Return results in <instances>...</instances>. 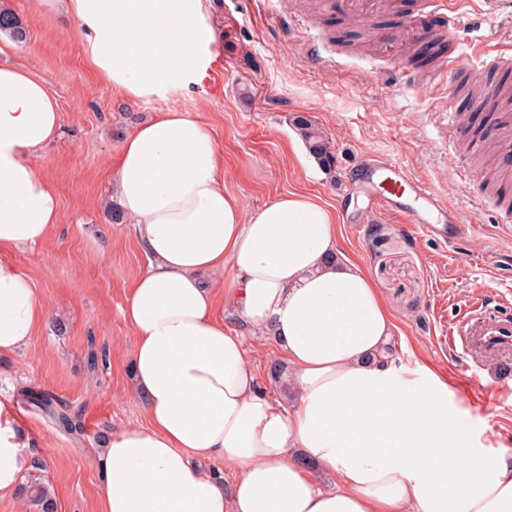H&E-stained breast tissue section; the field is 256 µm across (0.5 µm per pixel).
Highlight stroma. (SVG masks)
<instances>
[{"label":"stroma","mask_w":512,"mask_h":512,"mask_svg":"<svg viewBox=\"0 0 512 512\" xmlns=\"http://www.w3.org/2000/svg\"><path fill=\"white\" fill-rule=\"evenodd\" d=\"M27 37L1 34L0 64L45 82L62 114L57 139L37 158L56 184L58 222L39 245L1 250L0 263L27 276L50 315L30 342L0 367V396L12 398L18 424L41 460L57 512H99L101 473L94 450L112 432L145 422L132 387L134 333L122 315L148 258L131 220L116 224L113 175L126 135L158 113L178 111L206 123L224 155V186L247 209L286 192L308 195L337 217L339 244L372 275L395 310L392 364L399 372L428 368L448 384V404L465 417L474 440L512 456V366L492 376L479 360L449 347L451 317L475 294L512 308V180L503 178L494 139L449 126L456 108L493 130L512 115L505 97L472 110L457 90L462 79L497 88L512 68L481 67L468 58L454 70L413 68L414 49L447 36L445 22L411 28L416 8L376 0L358 13L337 0H201L200 20L214 36L206 66L193 82L129 101L100 82L85 60L86 32L62 11L37 0H0ZM458 48L512 49V0L470 12ZM323 42L332 65L311 67L305 47ZM303 113L331 138L335 174L308 153L290 123ZM399 161L414 179L456 207L465 238L444 244L392 216L374 214L365 193L348 188L361 158ZM224 324L243 337L259 379L281 353L271 337L232 312ZM56 397L80 418L73 439L23 397Z\"/></svg>","instance_id":"1"}]
</instances>
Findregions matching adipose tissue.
Instances as JSON below:
<instances>
[{"label":"adipose tissue","mask_w":512,"mask_h":512,"mask_svg":"<svg viewBox=\"0 0 512 512\" xmlns=\"http://www.w3.org/2000/svg\"><path fill=\"white\" fill-rule=\"evenodd\" d=\"M200 0H65L98 77L135 100L184 85L213 41ZM61 113L45 84L0 67V248L37 246L60 201L35 158ZM116 195L150 257L122 314L146 421L97 455L101 512H512V458L473 446L432 370L388 359L396 316L367 269L337 247L332 211L287 193L245 209L224 187L209 127L163 112L125 137ZM273 336L298 396L271 401L219 302ZM49 315L30 280L0 264V360ZM28 437L0 399V494L28 469ZM223 459L232 488L208 473ZM331 474L317 484L313 471Z\"/></svg>","instance_id":"1"}]
</instances>
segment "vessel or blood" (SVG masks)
Here are the masks:
<instances>
[{
  "label": "vessel or blood",
  "mask_w": 512,
  "mask_h": 512,
  "mask_svg": "<svg viewBox=\"0 0 512 512\" xmlns=\"http://www.w3.org/2000/svg\"><path fill=\"white\" fill-rule=\"evenodd\" d=\"M475 0H422V20L443 17L449 34H458L468 5ZM366 186H380L375 207L382 214L404 218L418 231L432 235L434 226L427 215L442 210V202L424 185L415 182L400 164L389 162L368 171ZM448 343L481 356L486 367L512 360V314H494L486 296L473 298L450 322Z\"/></svg>",
  "instance_id": "vessel-or-blood-1"
}]
</instances>
